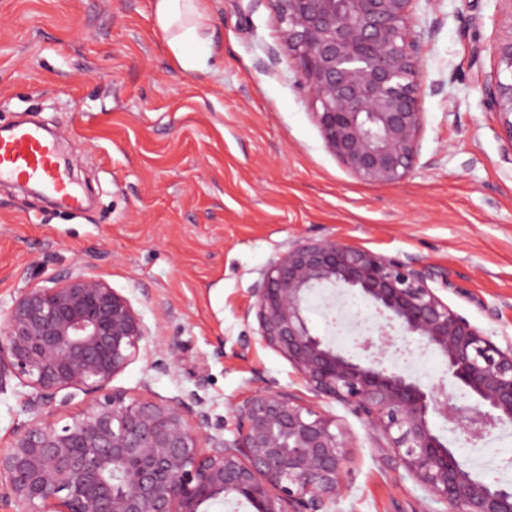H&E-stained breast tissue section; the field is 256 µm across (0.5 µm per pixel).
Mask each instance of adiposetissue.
I'll return each instance as SVG.
<instances>
[{
  "mask_svg": "<svg viewBox=\"0 0 512 512\" xmlns=\"http://www.w3.org/2000/svg\"><path fill=\"white\" fill-rule=\"evenodd\" d=\"M201 0H155V22L164 34L173 60L184 71L199 70L201 61L192 46L198 39V29L204 19Z\"/></svg>",
  "mask_w": 512,
  "mask_h": 512,
  "instance_id": "adipose-tissue-1",
  "label": "adipose tissue"
}]
</instances>
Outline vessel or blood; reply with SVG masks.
<instances>
[{
    "label": "vessel or blood",
    "instance_id": "obj_1",
    "mask_svg": "<svg viewBox=\"0 0 512 512\" xmlns=\"http://www.w3.org/2000/svg\"><path fill=\"white\" fill-rule=\"evenodd\" d=\"M35 183L66 206L81 199L62 169L56 142L36 126L17 123L0 130V181Z\"/></svg>",
    "mask_w": 512,
    "mask_h": 512
}]
</instances>
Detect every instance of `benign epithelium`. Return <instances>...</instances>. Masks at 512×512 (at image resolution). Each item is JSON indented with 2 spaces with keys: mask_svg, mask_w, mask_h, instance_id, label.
Instances as JSON below:
<instances>
[{
  "mask_svg": "<svg viewBox=\"0 0 512 512\" xmlns=\"http://www.w3.org/2000/svg\"><path fill=\"white\" fill-rule=\"evenodd\" d=\"M281 43L311 97L326 149L354 177L395 185L414 168L424 128L420 0H270ZM499 71L483 87L512 142V29L494 46ZM447 274L334 239L288 246L252 289L260 340L285 357L318 398L364 418L382 447L448 512H512V486L473 478L431 425L437 414L472 442L512 423V344L500 347L431 287ZM321 286L358 293L386 320L357 347L383 350L399 327L436 351L472 396L465 409L417 380L363 365L321 336L307 301ZM132 301L94 275L21 289L0 322V394L10 381L27 419L0 448L6 512H202L232 495L256 512H335L348 445L336 423L269 386L232 405L233 439L209 433L204 402L150 399L110 387L149 353ZM177 348L146 371L167 372ZM68 389L92 395L61 425L50 408Z\"/></svg>",
  "mask_w": 512,
  "mask_h": 512,
  "instance_id": "obj_1",
  "label": "benign epithelium"
}]
</instances>
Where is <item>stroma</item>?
<instances>
[{
  "label": "stroma",
  "instance_id": "obj_1",
  "mask_svg": "<svg viewBox=\"0 0 512 512\" xmlns=\"http://www.w3.org/2000/svg\"><path fill=\"white\" fill-rule=\"evenodd\" d=\"M202 6L203 66L186 72L153 0H0V125L54 129L91 198L77 211L0 182V319L33 281L96 274L130 297L159 348L178 349L169 373L145 374L140 359L114 387L202 399L228 439L233 403L264 386L292 391L348 441L336 512H448L363 418L316 398L260 342L252 290L290 244L331 238L447 273L438 295L512 342V141L483 102L512 18L503 0H419V158L400 184L374 185L325 148L268 0ZM410 349L413 379L471 405L436 352ZM432 424L473 477L512 485V423L473 444L442 417Z\"/></svg>",
  "mask_w": 512,
  "mask_h": 512
}]
</instances>
